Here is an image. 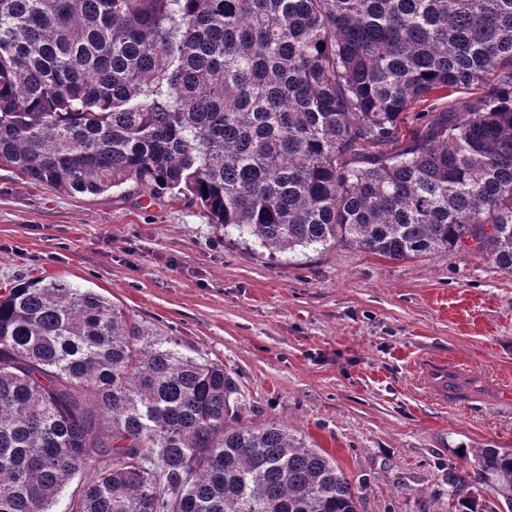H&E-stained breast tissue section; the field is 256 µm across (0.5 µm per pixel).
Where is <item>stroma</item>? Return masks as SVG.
<instances>
[{
  "label": "stroma",
  "mask_w": 512,
  "mask_h": 512,
  "mask_svg": "<svg viewBox=\"0 0 512 512\" xmlns=\"http://www.w3.org/2000/svg\"><path fill=\"white\" fill-rule=\"evenodd\" d=\"M42 277L93 289L223 364L248 422L324 450L360 512H452L457 450L512 449V409L440 406L416 372L440 356L512 378V273L480 257L393 261L340 242L272 260L186 201L70 197L0 163V289Z\"/></svg>",
  "instance_id": "1"
}]
</instances>
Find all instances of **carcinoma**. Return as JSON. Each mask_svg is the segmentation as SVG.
I'll list each match as a JSON object with an SVG mask.
<instances>
[{"label":"carcinoma","mask_w":512,"mask_h":512,"mask_svg":"<svg viewBox=\"0 0 512 512\" xmlns=\"http://www.w3.org/2000/svg\"><path fill=\"white\" fill-rule=\"evenodd\" d=\"M0 162L183 198L272 256L512 273V0H0ZM249 410L224 365L89 288L0 295V512H57L99 453L67 512H358L333 458ZM481 486L512 512L511 449L456 452L455 512ZM110 463L111 461L109 457L102 455H94L89 467L85 469L82 473L76 475L74 479L71 481V483L68 485L64 496V501H67L68 498H70L72 495L78 496L81 493L83 487L90 480V477L97 471H100L108 467ZM64 501L59 505V508H62L64 506Z\"/></svg>","instance_id":"cac0c4a2"}]
</instances>
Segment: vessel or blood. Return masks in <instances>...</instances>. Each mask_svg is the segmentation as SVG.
Listing matches in <instances>:
<instances>
[{
	"instance_id": "vessel-or-blood-1",
	"label": "vessel or blood",
	"mask_w": 512,
	"mask_h": 512,
	"mask_svg": "<svg viewBox=\"0 0 512 512\" xmlns=\"http://www.w3.org/2000/svg\"><path fill=\"white\" fill-rule=\"evenodd\" d=\"M421 372L429 392L439 403L451 407H477L489 397L500 402L512 401V386L497 381L486 384L484 390H477L473 380L474 367H455L447 360L429 358L422 362Z\"/></svg>"
}]
</instances>
